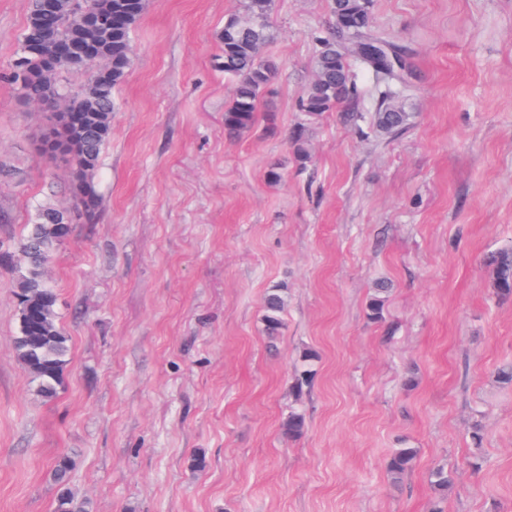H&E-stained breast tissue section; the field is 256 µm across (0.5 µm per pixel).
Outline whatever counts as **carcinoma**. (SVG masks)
Instances as JSON below:
<instances>
[{
  "mask_svg": "<svg viewBox=\"0 0 512 512\" xmlns=\"http://www.w3.org/2000/svg\"><path fill=\"white\" fill-rule=\"evenodd\" d=\"M272 0H242L241 8L224 18L220 32L222 68L231 79L232 95L224 108V132L229 136L251 130L258 121L261 100L269 92L279 70L278 62L266 49L274 39L270 22ZM145 0H58L51 19H40V0H32L21 45L13 58L8 79L32 100H41L50 89L60 92L67 111L53 112L48 122L58 123L59 135L68 140L67 160L81 211L89 214L98 206L92 176L101 153L112 134L115 88L131 63V33L140 19ZM112 15V27H86L79 12ZM332 21L311 33L313 79L297 102L303 122L293 128L290 140L298 171L311 161V134L326 112L342 111L343 120L361 136L392 140L415 118L409 104L410 83L406 79V49L376 30L370 0H331ZM96 44L98 66L93 78L80 91L70 88L64 75L74 71L71 62L59 58L53 67L45 60L55 55L61 43ZM372 81L377 95L373 111L358 106L364 89L359 72ZM73 223L67 211L44 206L35 220L25 225L16 251L20 270L16 280L19 333L14 345L19 363L30 375L35 392L44 400L53 399L62 382L70 355V339L60 325L57 294L46 278V268L68 236L66 225ZM492 267L493 293L500 302L512 299V243L486 255ZM389 284L380 281L368 303V318L379 321ZM288 296L282 288L270 289L263 302L262 323L266 335H280ZM306 429L305 414L292 409L282 427L289 439L301 437ZM417 449L397 448L387 462L392 482L398 483L412 468ZM72 462L57 461L53 477L59 486L53 512H88L87 502L71 491ZM453 485V473L445 465L430 474V486L437 498L434 512H442L440 502Z\"/></svg>",
  "mask_w": 512,
  "mask_h": 512,
  "instance_id": "cac0c4a2",
  "label": "carcinoma"
}]
</instances>
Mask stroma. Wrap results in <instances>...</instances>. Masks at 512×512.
<instances>
[{
	"mask_svg": "<svg viewBox=\"0 0 512 512\" xmlns=\"http://www.w3.org/2000/svg\"><path fill=\"white\" fill-rule=\"evenodd\" d=\"M30 2L0 0V75ZM240 6L145 2L96 213L47 268L71 339L53 400L15 357V275L0 266V512H52L63 456L90 512H431L438 463L455 471L445 512H512V388L495 377L512 362V301L493 298L483 263L512 240V0H371L412 52L415 122L368 140L325 113L301 173L288 136L328 2L273 0L276 131L230 140L219 34ZM45 123L0 78V251L40 206L77 208L68 164L35 151ZM381 279L393 291L373 322ZM272 288L288 295L273 341ZM295 407L307 428L289 440ZM405 440L418 455L396 490L386 462ZM288 307V296L284 289H270L263 302L262 323L267 336H279L284 329V315Z\"/></svg>",
	"mask_w": 512,
	"mask_h": 512,
	"instance_id": "obj_1",
	"label": "stroma"
}]
</instances>
